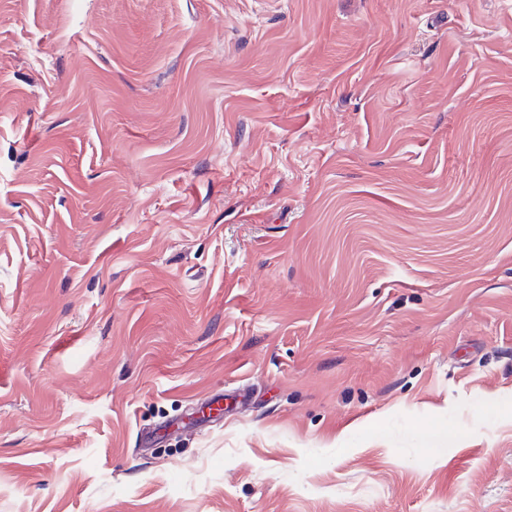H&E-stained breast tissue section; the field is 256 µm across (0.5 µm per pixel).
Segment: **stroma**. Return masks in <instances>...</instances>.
I'll return each instance as SVG.
<instances>
[{"instance_id": "35a3bbf8", "label": "stroma", "mask_w": 512, "mask_h": 512, "mask_svg": "<svg viewBox=\"0 0 512 512\" xmlns=\"http://www.w3.org/2000/svg\"><path fill=\"white\" fill-rule=\"evenodd\" d=\"M0 512H512V0H0Z\"/></svg>"}]
</instances>
